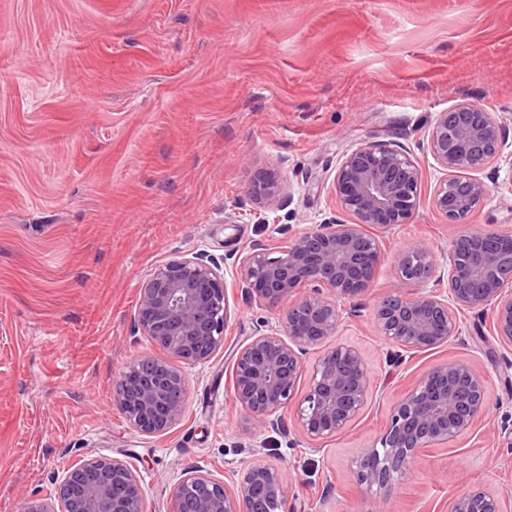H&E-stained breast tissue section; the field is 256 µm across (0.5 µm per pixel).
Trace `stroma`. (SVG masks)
I'll return each instance as SVG.
<instances>
[{"label":"stroma","mask_w":512,"mask_h":512,"mask_svg":"<svg viewBox=\"0 0 512 512\" xmlns=\"http://www.w3.org/2000/svg\"><path fill=\"white\" fill-rule=\"evenodd\" d=\"M471 102L512 125V0H0V512H17L75 461L74 449L132 463L147 512H169L185 469L228 480L265 439L233 398L236 351L275 321L224 270V348L187 367L186 406L166 433L134 430L112 380L159 351L134 334L142 283L176 256H243L269 243L250 185L290 184L301 227L329 217L345 154L368 141L410 149L426 189L441 172L426 147L440 113ZM474 229L512 234V160L502 159ZM454 233L430 207L384 233L370 290L343 307L342 337L372 368L377 395L313 452L281 439L285 512H372L355 471L391 405L435 363L471 362L488 415L422 449L395 481L390 512H448L465 486L512 512V368L473 335L387 362L372 309L390 294L404 245L448 264Z\"/></svg>","instance_id":"35a3bbf8"}]
</instances>
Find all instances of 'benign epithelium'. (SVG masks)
Listing matches in <instances>:
<instances>
[{
    "label": "benign epithelium",
    "instance_id": "1",
    "mask_svg": "<svg viewBox=\"0 0 512 512\" xmlns=\"http://www.w3.org/2000/svg\"><path fill=\"white\" fill-rule=\"evenodd\" d=\"M427 148L444 177L425 192L422 172L403 147L368 142L346 154L336 169L332 194L336 210L321 223L292 231L287 211L289 185L276 173L252 185L260 207L277 203L274 223L288 234L280 244L256 249L240 261L246 292L277 313L278 326L256 323L251 341L234 360V399L247 412L246 430L283 433L278 412L294 405L298 442L313 452L356 421L371 402L374 374L355 344L338 338L339 302L370 288L381 258L379 233L412 223L428 204L451 225L468 224L488 202L492 187L483 174L511 147L509 127L484 108L461 103L442 112L428 130ZM467 173L468 191L458 192ZM492 230L463 231L448 251L442 272L430 249L413 244L396 260L398 285L373 308L381 336L394 347L391 358L425 352L461 339L462 316L489 319L500 348L512 351V258L488 242ZM437 288L423 293L429 281ZM231 314L221 264L200 255L174 257L159 265L141 287L133 331L148 338L163 356L157 370L142 362L129 366L112 384V399L130 426L160 434L184 413V366L210 360L224 348ZM316 357L304 392H299L307 355ZM487 412L485 378L464 361H443L422 374L390 408L380 447L368 448L357 480L383 491L374 512H387L391 481L404 475L423 448L448 444L470 432ZM77 462L55 478L58 487L80 474L93 479L79 497L32 493L20 512H146L145 491L135 467L117 457L77 453ZM280 457L270 439L260 457L233 473L232 484L200 467L186 470L171 494L170 512H254L261 488L269 512H282L287 484L269 463ZM449 512H504L503 501L479 487L456 496Z\"/></svg>",
    "mask_w": 512,
    "mask_h": 512
}]
</instances>
